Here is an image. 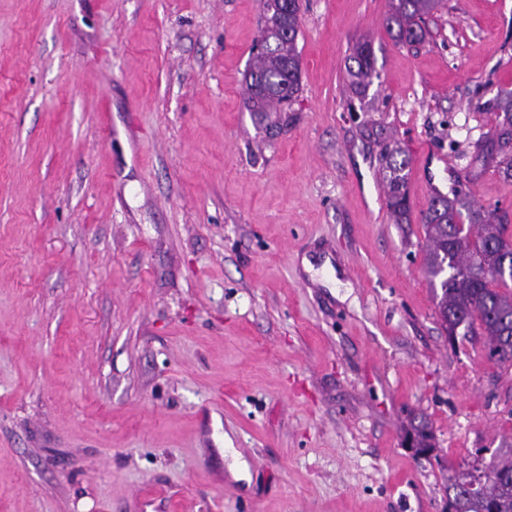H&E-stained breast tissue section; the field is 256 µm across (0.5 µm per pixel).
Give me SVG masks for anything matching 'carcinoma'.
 I'll list each match as a JSON object with an SVG mask.
<instances>
[{
    "label": "carcinoma",
    "instance_id": "carcinoma-1",
    "mask_svg": "<svg viewBox=\"0 0 512 512\" xmlns=\"http://www.w3.org/2000/svg\"><path fill=\"white\" fill-rule=\"evenodd\" d=\"M439 0H392L386 18L388 33L401 43L413 44L425 34L426 17ZM264 27L253 66L246 75L249 100L258 112H275L290 103L300 90V61L296 50L299 0H262ZM347 72L359 91L374 72L370 42H360L349 57ZM498 111L493 129L477 143L478 158L494 164L506 182L512 181V92L505 91L492 104ZM408 159L389 168L388 206L400 222L409 219L405 180L400 172ZM421 223L428 246L425 273L434 289L436 312L449 335L480 327L487 338L488 357L501 364L512 362V296L498 290L512 281V239L507 237L509 215L482 211L470 202L463 187L452 196L436 195ZM472 473H461L448 498L452 512H512V448L500 449L489 465L483 483L470 489Z\"/></svg>",
    "mask_w": 512,
    "mask_h": 512
}]
</instances>
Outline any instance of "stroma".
Returning a JSON list of instances; mask_svg holds the SVG:
<instances>
[{
	"instance_id": "obj_1",
	"label": "stroma",
	"mask_w": 512,
	"mask_h": 512,
	"mask_svg": "<svg viewBox=\"0 0 512 512\" xmlns=\"http://www.w3.org/2000/svg\"><path fill=\"white\" fill-rule=\"evenodd\" d=\"M300 4L264 114L260 0H0V512H445L512 447V363L449 341L421 224L464 178L512 215L468 176L512 0H442L414 46L389 0ZM299 0H262L264 27L253 66L246 75L249 100L256 112H277L300 90V61L296 50ZM288 14V28L284 21ZM288 29V34H287ZM347 72L355 91L365 88L374 72V51L370 42H359L349 57ZM408 164L407 158H403L399 163L397 160H394L393 163H389L393 177L389 180L388 206L400 223L406 222L409 216L407 196L404 190L405 177L404 175L398 174V172H402L408 167Z\"/></svg>"
}]
</instances>
